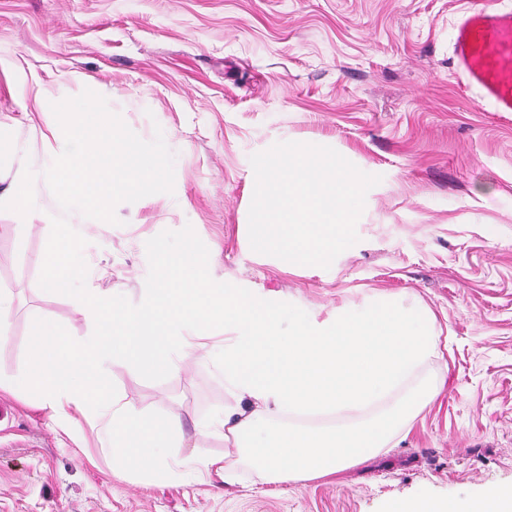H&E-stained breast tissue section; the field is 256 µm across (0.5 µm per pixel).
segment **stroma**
Returning a JSON list of instances; mask_svg holds the SVG:
<instances>
[{
  "label": "stroma",
  "instance_id": "35a3bbf8",
  "mask_svg": "<svg viewBox=\"0 0 512 512\" xmlns=\"http://www.w3.org/2000/svg\"><path fill=\"white\" fill-rule=\"evenodd\" d=\"M465 0H0V195L26 159L62 130L24 103L35 82L54 102L89 84L143 140L163 132L175 155L173 194L117 205L118 224L78 227L71 290L46 285L42 256L66 215L47 182L27 216L0 211V512H388L428 496L457 506L512 488V114L494 111L452 59ZM334 148L380 176L358 243L330 268L252 251L251 155L278 142ZM192 260L242 295L327 313L379 293L427 306L440 354L415 374L433 404L398 446L336 475L238 484L145 478L116 462L112 438L81 424L64 433L29 388L39 326L74 340L93 324L82 296L137 307L167 266ZM122 394L146 434L179 412L174 457L224 454L210 426L230 402L209 362L177 375L144 372L121 353L96 382Z\"/></svg>",
  "mask_w": 512,
  "mask_h": 512
}]
</instances>
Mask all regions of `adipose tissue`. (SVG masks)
<instances>
[{
	"instance_id": "1",
	"label": "adipose tissue",
	"mask_w": 512,
	"mask_h": 512,
	"mask_svg": "<svg viewBox=\"0 0 512 512\" xmlns=\"http://www.w3.org/2000/svg\"><path fill=\"white\" fill-rule=\"evenodd\" d=\"M74 251L67 228L48 244L43 263L51 287L78 279ZM82 303L96 334L79 341L58 331L39 337L30 353L29 383L63 430L80 418L107 421L113 456L141 441L143 423L121 394L100 400L88 375L109 368L123 335L137 337L141 361L162 364L167 374H179L197 361L221 369L233 403L218 425L230 452L200 462L174 460L171 450L183 433L179 415L172 412L156 421L155 444L142 454L153 473L171 472L184 482L205 470L232 486L244 464L281 480L333 475L390 447L408 433L410 417L435 398L433 390L418 385L398 406L385 407L406 380L438 356L440 337L426 307L385 295L324 316L297 306L284 313L271 306L261 313L231 283L191 276L174 265L160 273L137 308L92 293ZM187 322L202 336L223 325L221 347H194L182 333ZM291 413L331 414L343 422L328 428L279 425V418Z\"/></svg>"
}]
</instances>
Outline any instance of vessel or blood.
Wrapping results in <instances>:
<instances>
[{"label": "vessel or blood", "mask_w": 512, "mask_h": 512, "mask_svg": "<svg viewBox=\"0 0 512 512\" xmlns=\"http://www.w3.org/2000/svg\"><path fill=\"white\" fill-rule=\"evenodd\" d=\"M452 59L495 111L512 113V9L467 10L455 25Z\"/></svg>", "instance_id": "1"}]
</instances>
